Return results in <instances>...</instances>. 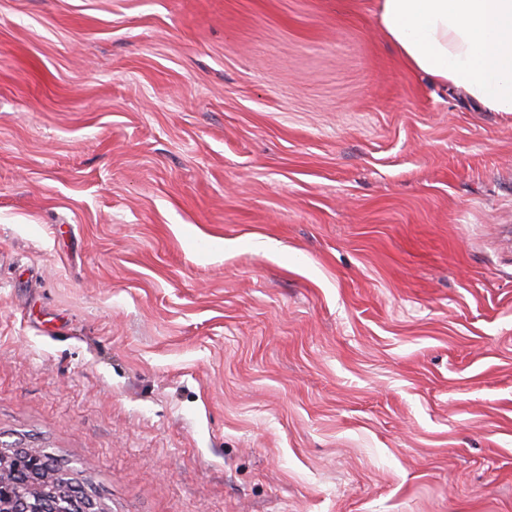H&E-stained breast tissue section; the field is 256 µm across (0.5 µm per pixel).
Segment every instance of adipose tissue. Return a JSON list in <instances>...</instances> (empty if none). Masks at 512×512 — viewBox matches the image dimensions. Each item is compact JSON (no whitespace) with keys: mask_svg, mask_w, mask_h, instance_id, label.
Returning a JSON list of instances; mask_svg holds the SVG:
<instances>
[{"mask_svg":"<svg viewBox=\"0 0 512 512\" xmlns=\"http://www.w3.org/2000/svg\"><path fill=\"white\" fill-rule=\"evenodd\" d=\"M378 17L413 70L512 114V0H378Z\"/></svg>","mask_w":512,"mask_h":512,"instance_id":"1","label":"adipose tissue"}]
</instances>
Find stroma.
<instances>
[{
  "label": "stroma",
  "instance_id": "obj_1",
  "mask_svg": "<svg viewBox=\"0 0 512 512\" xmlns=\"http://www.w3.org/2000/svg\"><path fill=\"white\" fill-rule=\"evenodd\" d=\"M0 443L107 512H512V115L377 0H0Z\"/></svg>",
  "mask_w": 512,
  "mask_h": 512
}]
</instances>
